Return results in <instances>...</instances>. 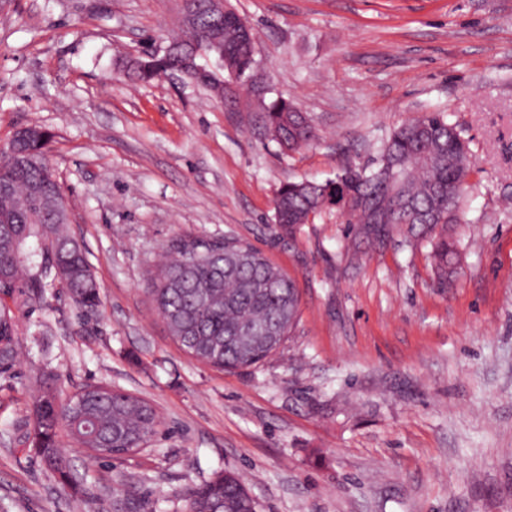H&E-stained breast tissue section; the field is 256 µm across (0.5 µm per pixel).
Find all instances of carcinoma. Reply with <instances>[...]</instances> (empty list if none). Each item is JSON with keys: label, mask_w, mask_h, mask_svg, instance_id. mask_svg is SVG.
<instances>
[{"label": "carcinoma", "mask_w": 512, "mask_h": 512, "mask_svg": "<svg viewBox=\"0 0 512 512\" xmlns=\"http://www.w3.org/2000/svg\"><path fill=\"white\" fill-rule=\"evenodd\" d=\"M184 11L196 15L195 30L182 36L195 42L170 53H150L124 62L130 78L150 82L171 68L183 70V79L224 97V80L202 79L195 65L202 53L223 56V71L237 78L253 72L246 22L236 15L215 24L209 0H187ZM268 135L293 151L316 138L308 116L291 102L278 100L265 113ZM53 134L46 130L31 146L35 151L21 169L0 166V263L33 239L36 249L26 261L4 271L0 284V369L14 362L18 334L14 311L33 309L44 288L58 280L76 304L94 308L100 289L81 245L64 231L69 215L47 160ZM474 165L469 146L456 126L437 111L425 112L394 129L378 150L376 168L344 170L324 183L300 180L282 184L275 200V222L292 233L309 216L332 206L346 209L347 223L360 225V234L376 236L386 224L409 234L425 236L441 228L433 243L432 260L438 283L448 286V271L457 259L449 241L448 225L460 220L465 178ZM403 171L405 180L390 188L386 178ZM43 187L42 196H26L29 187ZM167 259L151 281L150 294L170 336L191 358L217 369H247L274 354L298 320V294L292 278L267 259L258 248L234 237L184 236L172 240ZM41 426L32 443L45 466L67 483L70 461L61 452V438L80 448H96L103 437L118 446L149 441L159 423L157 412L130 393L85 384L65 401L51 386L43 387L33 405ZM189 512H256L257 503L241 477L225 471L189 493Z\"/></svg>", "instance_id": "obj_1"}]
</instances>
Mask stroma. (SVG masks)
I'll use <instances>...</instances> for the list:
<instances>
[{
  "instance_id": "1",
  "label": "stroma",
  "mask_w": 512,
  "mask_h": 512,
  "mask_svg": "<svg viewBox=\"0 0 512 512\" xmlns=\"http://www.w3.org/2000/svg\"><path fill=\"white\" fill-rule=\"evenodd\" d=\"M253 28L255 80L223 98L123 62L181 27V0H0V143L38 125L101 304L65 289L17 315L0 373V512H188L231 470L257 512H512V0H229ZM286 99L317 138L284 152L264 113ZM439 111L474 165L461 265L434 285L426 238L379 245L335 210L294 235L274 221L288 181L373 167L385 134ZM234 237L294 279L297 326L256 367L186 355L148 292L167 243ZM154 405L146 447L101 459L64 443L75 482L29 441L44 377Z\"/></svg>"
}]
</instances>
